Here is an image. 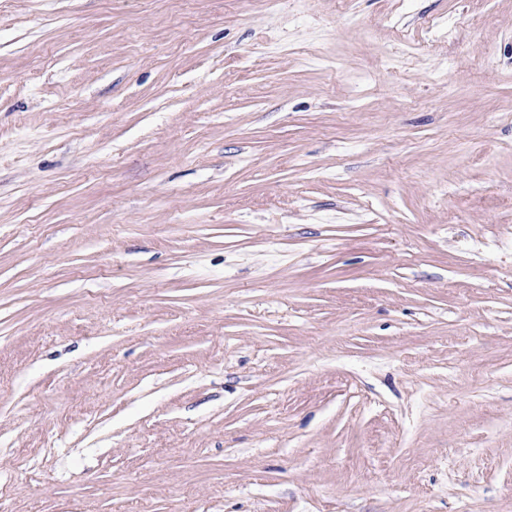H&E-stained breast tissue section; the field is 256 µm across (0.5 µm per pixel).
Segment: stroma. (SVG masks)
Segmentation results:
<instances>
[{"instance_id":"obj_1","label":"stroma","mask_w":512,"mask_h":512,"mask_svg":"<svg viewBox=\"0 0 512 512\" xmlns=\"http://www.w3.org/2000/svg\"><path fill=\"white\" fill-rule=\"evenodd\" d=\"M0 512H512V0H0Z\"/></svg>"}]
</instances>
